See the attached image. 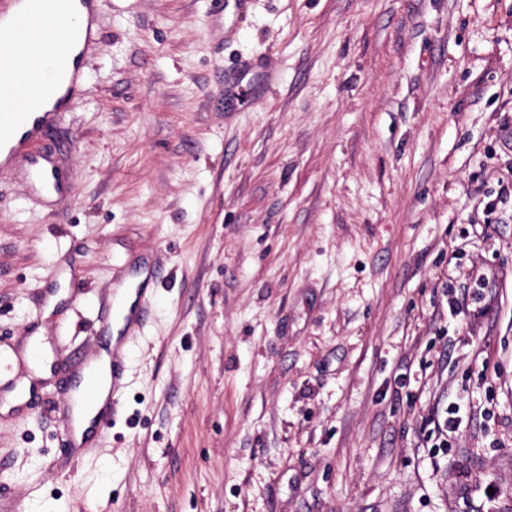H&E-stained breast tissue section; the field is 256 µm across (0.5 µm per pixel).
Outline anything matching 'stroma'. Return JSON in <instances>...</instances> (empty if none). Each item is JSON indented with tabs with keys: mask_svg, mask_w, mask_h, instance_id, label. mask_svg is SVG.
Here are the masks:
<instances>
[{
	"mask_svg": "<svg viewBox=\"0 0 512 512\" xmlns=\"http://www.w3.org/2000/svg\"><path fill=\"white\" fill-rule=\"evenodd\" d=\"M223 2L105 0L44 138L72 196L0 177V341L70 349L0 392V512H512V0ZM145 265L76 457L73 356ZM148 304V297L144 294V290L142 288H137L134 299L128 305L121 306L116 303L115 298L111 293H105L99 300V307L94 321L99 323V330L102 332L106 330L111 321L113 323L122 319L124 321V325L118 331V336H112L110 365L105 354L100 361L92 363L98 356V352H93L87 363V368H89L92 363L90 370L92 372L97 371L100 376H108L110 366V381L106 402L105 397H101L93 408L80 412V415L83 418L89 420L94 416L95 411L105 402L104 408L99 410L91 420V425L95 422L94 430L97 429L99 421H104L107 416L112 421L118 413L120 407L118 395L124 387L125 366L122 354L130 333L139 327L141 322L144 320L148 312ZM78 376L81 378L79 387L75 390L72 389L71 395L66 397L58 407V412L60 414L62 431L68 438L69 446L71 448H86V444H83L82 441L78 442L76 435L74 434L72 414L78 403L85 401L94 402L97 380L95 376L91 374L94 378V384L92 382H88V389H85L84 387H81L85 379L84 374L81 373L78 374ZM460 410V406L450 405L447 408L446 417L443 419L442 423L438 421L439 438H441L438 447L447 448V437L459 431L462 423V417L459 415Z\"/></svg>",
	"mask_w": 512,
	"mask_h": 512,
	"instance_id": "35a3bbf8",
	"label": "stroma"
}]
</instances>
